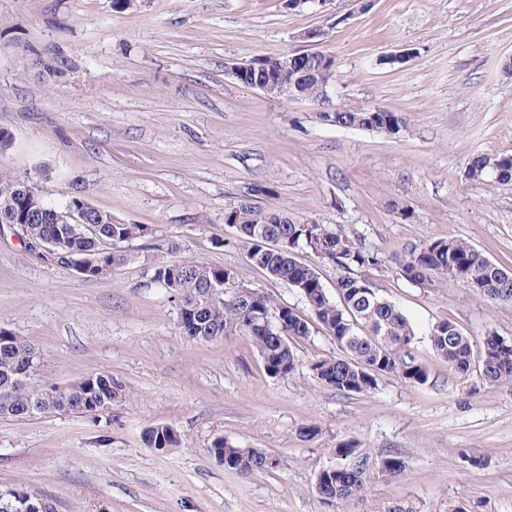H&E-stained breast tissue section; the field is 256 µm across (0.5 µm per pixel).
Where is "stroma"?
Listing matches in <instances>:
<instances>
[{
    "label": "stroma",
    "instance_id": "stroma-1",
    "mask_svg": "<svg viewBox=\"0 0 512 512\" xmlns=\"http://www.w3.org/2000/svg\"><path fill=\"white\" fill-rule=\"evenodd\" d=\"M309 30L319 38L304 41ZM408 49L411 59L387 64ZM293 50L336 58L335 104L404 114L400 137L319 119L312 102L270 98L224 73L225 63ZM58 53L62 74L42 57ZM512 0H353L291 10L282 0H0V173L41 179L48 201L74 185L148 240L124 250L182 256L233 269L302 317L287 284L253 266L224 222L248 198L340 225L385 256L369 277L407 314L423 385L382 377L344 394L319 384L311 360L339 355L321 327L294 347L296 370L269 377L258 351L234 336L187 340L178 304L148 285L136 261L88 281L32 251L0 225V326L39 349L57 383L104 370L129 399L110 417L47 413L0 418V487L50 496L57 512H512V383L449 369L429 331L448 320L474 349L512 343V306L447 277L422 287L393 255L457 238L512 267V182L469 185L477 153H512ZM172 425L180 445L161 454L143 431ZM315 427L313 438L300 435ZM217 437L278 456L270 474L226 471L207 448ZM357 455L340 458V446ZM401 458L402 478L379 473ZM481 458L474 466L470 457ZM364 464L359 501L329 505L316 477Z\"/></svg>",
    "mask_w": 512,
    "mask_h": 512
}]
</instances>
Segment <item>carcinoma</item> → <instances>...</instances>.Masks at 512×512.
I'll return each instance as SVG.
<instances>
[{
	"label": "carcinoma",
	"instance_id": "carcinoma-1",
	"mask_svg": "<svg viewBox=\"0 0 512 512\" xmlns=\"http://www.w3.org/2000/svg\"><path fill=\"white\" fill-rule=\"evenodd\" d=\"M319 119L336 126L366 130L381 128L390 137H399L407 120L397 112H321ZM491 176L498 182H512V154L479 153L471 158L465 173L467 180L479 182ZM23 178L0 174V223L19 217L32 208L37 215L25 224L24 241L41 242L60 233L69 235L71 250L80 257L99 256L103 270L88 274L92 280L106 278L109 269L135 259L122 243L145 239L150 229L145 224H100L95 235L80 236L70 225L56 222L59 207L46 198L34 199L15 192ZM230 222L244 246L247 259L269 278L294 281L305 263L296 252L308 250L319 260L344 271L336 284L337 298H332L318 273L309 285L296 288L322 330L344 352L342 357H322L312 361L314 379L341 393H364L376 389L379 380L394 375L410 384L427 383L430 370L412 354L415 329L404 311L381 296L374 283L355 273L357 269L378 266L382 253L367 249L351 240L339 227L310 223L286 211L264 210L245 202L233 205ZM169 257L158 258L147 268L149 284L174 296L182 312L179 332L187 339L204 344L218 343L229 336H243L259 352L265 372L272 378H288L295 372L296 358L290 340L311 334L310 322L290 310L278 321L282 308L271 294L254 289L250 305L235 295V287L224 284V268L202 261L178 257L179 247H167ZM400 275L409 283L432 286L436 279L458 276L478 285L476 294L498 304H512V273L460 239H438L419 247L412 246L392 257ZM205 288L223 290V300L202 304L198 294ZM429 339L435 355L448 368L467 374L479 364L480 374L488 382H512V344L495 336L486 338L480 356L472 344L450 321H441L430 330ZM36 347L27 339L0 327V416L28 418L58 412L87 415L96 408L111 412L112 404L127 399L125 386L107 371L83 375L60 388L44 381L35 389L21 381L27 369L38 364ZM144 443L158 453L178 447L177 431L158 424L147 429ZM208 453L224 459V469L240 477L269 474L280 465L279 459L261 448H236L216 437ZM378 470L392 477L404 474L397 457H385ZM366 487L363 468L336 466L322 470L316 490L327 503H346L359 497Z\"/></svg>",
	"mask_w": 512,
	"mask_h": 512
}]
</instances>
